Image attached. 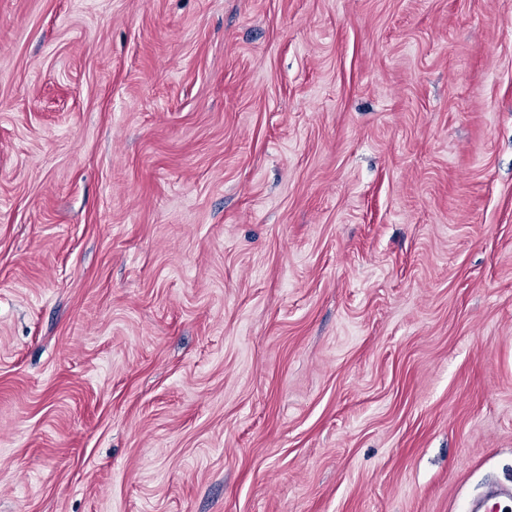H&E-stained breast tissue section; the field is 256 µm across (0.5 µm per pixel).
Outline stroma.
Returning a JSON list of instances; mask_svg holds the SVG:
<instances>
[{"label": "stroma", "mask_w": 512, "mask_h": 512, "mask_svg": "<svg viewBox=\"0 0 512 512\" xmlns=\"http://www.w3.org/2000/svg\"><path fill=\"white\" fill-rule=\"evenodd\" d=\"M491 483L512 0H0V512Z\"/></svg>", "instance_id": "35a3bbf8"}]
</instances>
